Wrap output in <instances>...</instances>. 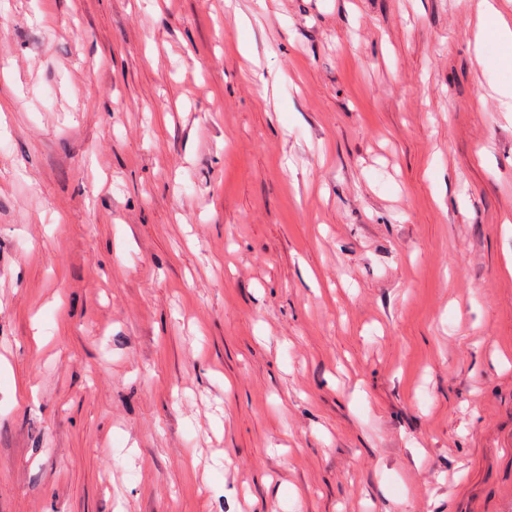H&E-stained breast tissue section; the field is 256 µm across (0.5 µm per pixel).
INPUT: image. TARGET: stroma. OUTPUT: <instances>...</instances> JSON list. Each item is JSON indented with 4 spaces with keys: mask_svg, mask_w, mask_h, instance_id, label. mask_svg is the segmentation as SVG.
<instances>
[{
    "mask_svg": "<svg viewBox=\"0 0 512 512\" xmlns=\"http://www.w3.org/2000/svg\"><path fill=\"white\" fill-rule=\"evenodd\" d=\"M479 3L0 0V512H512Z\"/></svg>",
    "mask_w": 512,
    "mask_h": 512,
    "instance_id": "stroma-1",
    "label": "stroma"
}]
</instances>
